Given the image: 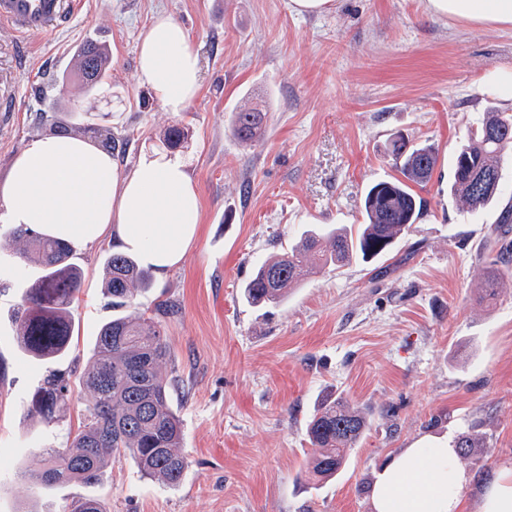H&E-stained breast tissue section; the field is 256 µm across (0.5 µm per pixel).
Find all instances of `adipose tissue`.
<instances>
[{
	"label": "adipose tissue",
	"instance_id": "ef3b65f1",
	"mask_svg": "<svg viewBox=\"0 0 512 512\" xmlns=\"http://www.w3.org/2000/svg\"><path fill=\"white\" fill-rule=\"evenodd\" d=\"M427 7L436 16L512 25V0H427ZM138 77L169 112L185 110L201 88L199 49L166 13L140 36ZM0 219L76 247L110 237L163 274L195 240L201 200L180 160L146 157L122 172L88 139L62 134L15 156L0 188ZM372 500L374 512H512V459L478 481L460 464L454 441L413 444L382 465Z\"/></svg>",
	"mask_w": 512,
	"mask_h": 512
}]
</instances>
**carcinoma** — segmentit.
Segmentation results:
<instances>
[{"label":"carcinoma","instance_id":"carcinoma-1","mask_svg":"<svg viewBox=\"0 0 512 512\" xmlns=\"http://www.w3.org/2000/svg\"><path fill=\"white\" fill-rule=\"evenodd\" d=\"M78 75L93 88L107 76L110 59L97 40L86 41L78 53ZM267 113L258 107L232 112L231 133L244 146L259 137ZM387 154L400 176L372 185L363 199L365 223L356 231L322 233L309 230L301 244L263 262L243 284L246 299L255 306L276 303L318 270L340 267L353 256L365 261L389 251L397 238L424 213V201L413 189L431 180L438 157L430 144L416 143L403 134L392 135ZM512 154V115L489 112L471 127L467 143L454 157L451 192L467 213L491 204L501 187L503 162ZM14 237L27 242L24 258L40 265V274L14 311L19 347L37 360L66 356L75 333L73 305L83 273L70 262L71 247L36 231L18 227ZM482 294L497 296L499 267L509 255L490 259ZM152 270L132 255L114 252L106 261L104 294L114 309L137 308L138 292L149 287ZM171 313L168 301L154 304L153 315L117 314L98 329L92 362L82 377L89 391L86 417L75 435L60 448L40 449L41 467L21 471L24 484L52 489L79 482L95 485L111 461L129 458L140 476L178 486L189 467L180 452L182 428L172 409L169 384L159 367L169 355L162 318ZM69 391L66 379L50 375L31 394L25 419L39 424L58 421ZM368 428V420L343 399L322 404L307 426L315 449L309 472L315 478L338 474L350 451Z\"/></svg>","mask_w":512,"mask_h":512}]
</instances>
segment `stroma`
<instances>
[{
	"label": "stroma",
	"mask_w": 512,
	"mask_h": 512,
	"mask_svg": "<svg viewBox=\"0 0 512 512\" xmlns=\"http://www.w3.org/2000/svg\"><path fill=\"white\" fill-rule=\"evenodd\" d=\"M173 15L200 47L204 85L169 112L138 80L137 46L155 12ZM114 50L106 84L89 93L75 71L88 39ZM512 66V26L429 15L425 0H333L299 15L290 0H77L65 25L31 36L0 24V95L15 104L0 122V186L14 157L49 136L45 120L111 131L119 170L140 158L181 159L201 198L199 234L183 262L154 277L142 308L168 301L169 356L160 368L190 461L179 487L142 478L132 460L93 486L67 483L37 496L14 469L40 465L42 446H63L86 415L78 379L96 329L112 310L103 294V239L75 250L84 272L69 354L38 363L16 343L13 311L37 277L0 221V512H71L80 498L108 512H374L382 463L430 437L472 439L463 466L490 474L512 458V270L494 302L481 299L484 244L512 249L502 204L463 213L449 194L453 158L482 113H512L486 90ZM46 83L45 100L32 94ZM268 114L245 147L230 134L241 101ZM179 125L181 147L163 131ZM434 145L439 161L417 192L427 213L372 264L326 269L285 301L257 307L242 284L312 226L364 221L373 183L396 176L385 150L393 132ZM51 373L71 393L61 419L30 428L28 397ZM340 397L370 424L343 473L306 469L307 424L324 398Z\"/></svg>",
	"instance_id": "stroma-1"
}]
</instances>
